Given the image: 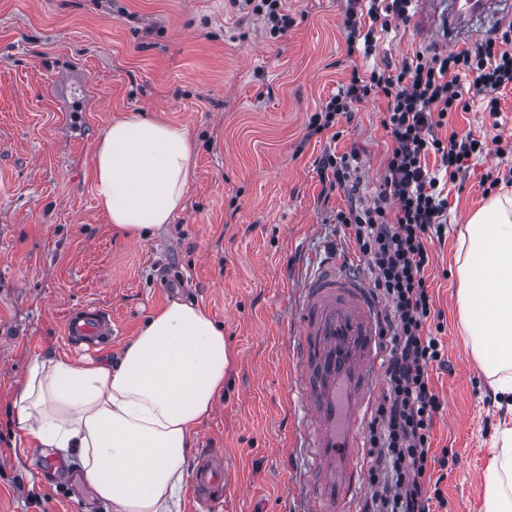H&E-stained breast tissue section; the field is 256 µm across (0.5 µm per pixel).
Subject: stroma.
Returning <instances> with one entry per match:
<instances>
[{"instance_id":"1","label":"stroma","mask_w":512,"mask_h":512,"mask_svg":"<svg viewBox=\"0 0 512 512\" xmlns=\"http://www.w3.org/2000/svg\"><path fill=\"white\" fill-rule=\"evenodd\" d=\"M284 5L288 26L273 35L232 0H0V512H105L87 481L35 479L54 451L19 434L14 392L34 357L80 360L64 340L68 311H111L119 333L104 359L173 300L201 305L234 354L190 464L223 450V512H308L301 413L286 395L297 374L292 320L312 263L356 250L335 221L349 198L325 191L316 162L359 148L352 177L369 204L391 145L379 98L323 132L311 121L352 70L396 69L431 46L395 20L366 59L347 51V0ZM133 112L186 128L198 147L184 208L143 240L115 231L95 195L96 146ZM453 131L512 136V90L499 117L476 100L438 134ZM494 169L511 170L512 154L473 156L448 184L447 228L428 244L444 353L431 372L442 407L427 472L444 501L431 512H484L491 450L512 428L463 332L455 272L459 231L486 202L481 175ZM445 451L453 459L442 465Z\"/></svg>"}]
</instances>
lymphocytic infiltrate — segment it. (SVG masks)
I'll return each instance as SVG.
<instances>
[{"label":"lymphocytic infiltrate","mask_w":512,"mask_h":512,"mask_svg":"<svg viewBox=\"0 0 512 512\" xmlns=\"http://www.w3.org/2000/svg\"><path fill=\"white\" fill-rule=\"evenodd\" d=\"M345 40L349 52L371 56L376 33L392 20H406L412 0H349ZM473 74L469 88L460 77ZM512 87V51L496 40L475 49L445 55L417 54L400 69L372 68L352 72L323 109L322 131L336 117L383 96L382 125L391 140L381 191L371 205L351 203L337 211L357 250L365 259L373 286L386 301L390 348L384 373L386 396L369 426V445L376 459L369 471L374 492L366 512H430L425 478L433 457L431 429L441 401L431 383L430 367L441 362L443 346L428 321L434 311L425 271L428 241L441 236L448 199L442 181H456L468 168L476 143L472 136L450 133L439 138L453 113L467 111L477 97L497 114L500 93ZM437 157L429 170L427 156Z\"/></svg>","instance_id":"lymphocytic-infiltrate-1"}]
</instances>
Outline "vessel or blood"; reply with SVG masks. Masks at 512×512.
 <instances>
[{
  "label": "vessel or blood",
  "mask_w": 512,
  "mask_h": 512,
  "mask_svg": "<svg viewBox=\"0 0 512 512\" xmlns=\"http://www.w3.org/2000/svg\"><path fill=\"white\" fill-rule=\"evenodd\" d=\"M407 27L441 49L481 35L478 18L512 26V0H415ZM380 307L367 282L351 270L349 252L320 263L309 279L296 314L293 356L300 376L290 392L303 414L309 470L310 512H353L362 480L364 426L379 399L384 358ZM67 343L96 347L112 337L108 311L87 305L71 310L64 323ZM224 454L201 457L193 475L196 512H222Z\"/></svg>",
  "instance_id": "obj_1"
}]
</instances>
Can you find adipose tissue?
Listing matches in <instances>:
<instances>
[{"instance_id": "adipose-tissue-1", "label": "adipose tissue", "mask_w": 512, "mask_h": 512, "mask_svg": "<svg viewBox=\"0 0 512 512\" xmlns=\"http://www.w3.org/2000/svg\"><path fill=\"white\" fill-rule=\"evenodd\" d=\"M196 146L182 127L127 115L95 153L97 204L110 224L145 239L182 210ZM461 322L496 395L512 400V197L467 220L456 258ZM224 330L196 304L171 301L104 363L35 357L15 399L39 448L74 454L110 512H173L197 423L224 389ZM485 512H512V429L486 476Z\"/></svg>"}]
</instances>
